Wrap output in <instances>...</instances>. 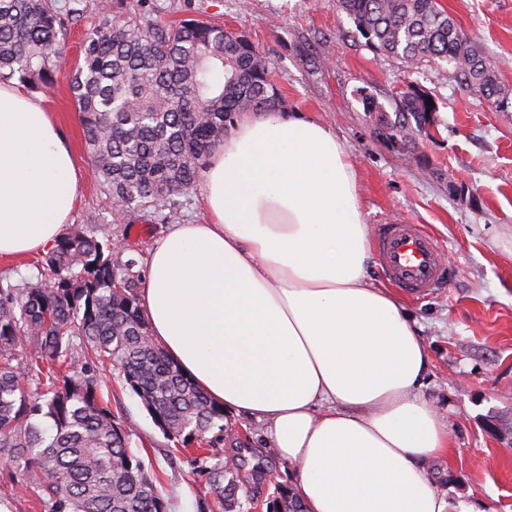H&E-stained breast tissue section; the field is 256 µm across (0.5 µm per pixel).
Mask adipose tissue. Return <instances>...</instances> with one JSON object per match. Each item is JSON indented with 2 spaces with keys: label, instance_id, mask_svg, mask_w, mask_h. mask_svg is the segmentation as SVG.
Masks as SVG:
<instances>
[{
  "label": "adipose tissue",
  "instance_id": "obj_1",
  "mask_svg": "<svg viewBox=\"0 0 512 512\" xmlns=\"http://www.w3.org/2000/svg\"><path fill=\"white\" fill-rule=\"evenodd\" d=\"M209 219L145 259L152 340L209 398L264 424L304 512H447L428 463L448 425L419 389L428 351L368 275L370 228L336 133L243 116L203 176ZM72 153L40 102L0 85V255L45 252L79 203Z\"/></svg>",
  "mask_w": 512,
  "mask_h": 512
}]
</instances>
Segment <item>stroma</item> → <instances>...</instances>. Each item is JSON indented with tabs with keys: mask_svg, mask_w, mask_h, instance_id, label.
<instances>
[{
	"mask_svg": "<svg viewBox=\"0 0 512 512\" xmlns=\"http://www.w3.org/2000/svg\"><path fill=\"white\" fill-rule=\"evenodd\" d=\"M440 3L512 92V0ZM96 4L84 0L83 16L68 21L63 68L40 99L72 149L80 186L72 228L117 242L114 262L142 261L170 225L205 221L206 207L197 189L180 198L170 218L113 223L112 199L93 174L67 84ZM115 8L164 22L196 17L246 35L271 69L285 110L329 127L348 149L367 224L400 220L436 236L453 278L431 296L405 302L429 355L421 394L447 419L453 444L429 473L451 512H512V106L492 107L447 63L406 71L367 46L336 0H117ZM410 84L434 101L431 124L385 141L362 97L391 114ZM93 374L168 512H224L210 474L239 451L240 512H267L275 485L294 484V471L254 420L225 412L223 429L207 432L201 447L185 448L157 427L118 369L98 365ZM257 463L259 479L251 475Z\"/></svg>",
	"mask_w": 512,
	"mask_h": 512,
	"instance_id": "1",
	"label": "stroma"
}]
</instances>
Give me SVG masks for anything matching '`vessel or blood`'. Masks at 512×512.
<instances>
[{
    "label": "vessel or blood",
    "mask_w": 512,
    "mask_h": 512,
    "mask_svg": "<svg viewBox=\"0 0 512 512\" xmlns=\"http://www.w3.org/2000/svg\"><path fill=\"white\" fill-rule=\"evenodd\" d=\"M374 246L385 277L410 294L428 296L451 278L442 248L421 225H375Z\"/></svg>",
    "instance_id": "1"
}]
</instances>
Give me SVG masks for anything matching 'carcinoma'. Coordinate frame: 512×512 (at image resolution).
I'll use <instances>...</instances> for the list:
<instances>
[{
	"mask_svg": "<svg viewBox=\"0 0 512 512\" xmlns=\"http://www.w3.org/2000/svg\"><path fill=\"white\" fill-rule=\"evenodd\" d=\"M372 49L402 61L451 63L466 86L489 104H509L496 70L438 0H336ZM79 16L72 7L64 12ZM52 0H0V82L47 87L62 68L67 28ZM82 64L68 88L93 173L123 210L159 214L192 193L212 146L243 113L281 112L271 71L242 34L199 18L158 24L119 19L112 0H98L95 23L81 44ZM428 95L414 85L400 95L395 119L379 135L396 140L429 123ZM137 261L118 265L112 244L75 229L48 250L42 270L21 284L0 285V462L50 512H167L144 462L100 403L95 363L122 372L156 425L187 446L224 420L210 401L155 344L138 302ZM87 350L85 377L71 368L73 338ZM36 366L35 390L19 382ZM214 491L234 496L236 480L211 473ZM301 512L291 488L271 501Z\"/></svg>",
	"mask_w": 512,
	"mask_h": 512,
	"instance_id": "carcinoma-1",
	"label": "carcinoma"
}]
</instances>
